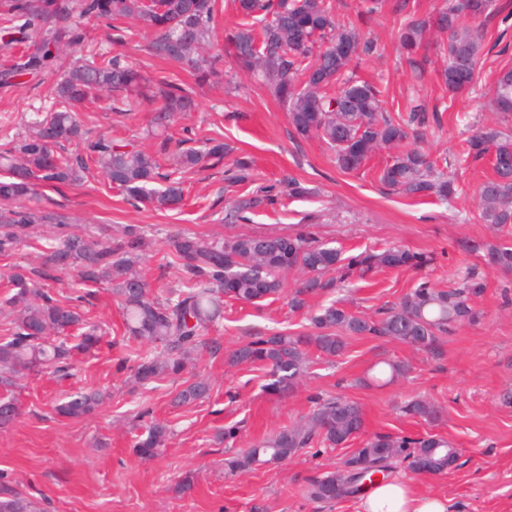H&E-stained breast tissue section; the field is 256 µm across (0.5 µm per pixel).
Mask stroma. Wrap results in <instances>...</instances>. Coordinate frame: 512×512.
I'll use <instances>...</instances> for the list:
<instances>
[{"instance_id": "stroma-1", "label": "stroma", "mask_w": 512, "mask_h": 512, "mask_svg": "<svg viewBox=\"0 0 512 512\" xmlns=\"http://www.w3.org/2000/svg\"><path fill=\"white\" fill-rule=\"evenodd\" d=\"M336 20L356 21L374 50L363 56L356 73L378 87L390 107L405 109L419 93L427 112L438 113L440 125L428 127L416 145L437 164L445 165L457 193L442 201L415 200L392 193L379 171L393 155L384 149L361 170L345 174L332 161L327 145L302 139L288 122L286 109L266 88L236 74L231 83L195 85L184 67L153 56L137 34L138 23L122 22L112 30L89 19V39L153 79L166 78L194 85L198 109L178 114L169 143L147 133L151 114L130 116L112 112L109 99L83 107L87 127L116 140L137 144L160 155L164 168L175 165L177 142L187 131L220 139L228 147L223 159L184 176L185 200L175 210H155L130 203L108 189L97 170L86 172L80 184L52 193L50 199H26L30 208L52 205L69 219L71 231L120 235L125 226L143 227L146 235L143 268L152 293L164 295L178 287L182 272L166 240L180 231L196 236L236 233H293L310 230L332 242L344 255L398 246L432 255V263L417 271L385 269L365 280L337 287L312 298L311 306L338 301L346 309L367 315L397 302L421 277L442 289L454 287L466 269H473L486 288L475 300L482 317L448 335L439 358L396 341L351 340L335 363L314 362L302 386L284 398L269 395L266 372L260 367H231L224 353L251 334L299 330L304 319L291 312L286 297L256 307L231 303L224 318L207 337L220 352L204 348L194 353L185 375L136 383L137 344L124 335L121 310L107 286L79 289L65 277L53 289L63 295L84 294L80 307L105 333L99 350L76 353L72 376L53 374L18 379L14 394L20 418L0 430V496L17 493L37 501L41 512H355L354 500L315 503L304 492L309 478L340 465L345 451L306 449L276 466L228 475L224 443L217 435L224 426L238 425L237 447L271 436L294 425L311 410L310 398L343 395L364 411L365 436L400 434L420 438L447 436L461 455L442 474L421 476L398 466L396 475L422 493H434L457 504L460 512H512V274L487 269L479 253L464 252L461 241L480 244L492 231L480 217L479 185L492 174L489 159L466 155V139L474 127L487 124L512 132V114L495 112L491 87L498 72L512 66V0H492L480 23L485 37L474 83L469 93L454 96L440 74L447 64V34L431 32L415 56H407L399 32L406 19L436 15L446 0H386L382 10L366 15L365 0H332ZM58 73L23 77L10 89L0 88V118L22 131L29 116L49 111ZM249 164L244 182L229 180L236 160ZM296 178L308 193L292 199L283 179ZM274 186V202L248 212L246 220L228 223L234 202L258 187ZM402 360L412 371L384 387L364 386L368 369L380 359ZM208 379V399L173 406L185 379ZM106 391L105 404L83 419L58 416L55 405L80 390ZM420 397L442 410L431 422L400 412L402 402ZM172 427L174 436L156 458L144 461L133 451L142 432L141 411ZM194 473L191 494L173 492L176 481Z\"/></svg>"}]
</instances>
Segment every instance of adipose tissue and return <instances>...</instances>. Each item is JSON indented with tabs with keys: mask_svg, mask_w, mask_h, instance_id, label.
<instances>
[{
	"mask_svg": "<svg viewBox=\"0 0 512 512\" xmlns=\"http://www.w3.org/2000/svg\"><path fill=\"white\" fill-rule=\"evenodd\" d=\"M356 512H457L451 499L417 492L400 478L369 487L360 495Z\"/></svg>",
	"mask_w": 512,
	"mask_h": 512,
	"instance_id": "ef3b65f1",
	"label": "adipose tissue"
}]
</instances>
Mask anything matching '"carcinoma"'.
<instances>
[{
  "mask_svg": "<svg viewBox=\"0 0 512 512\" xmlns=\"http://www.w3.org/2000/svg\"><path fill=\"white\" fill-rule=\"evenodd\" d=\"M218 0H4L0 31L11 36L21 54L0 66V87L18 84L21 77L62 70L55 87L56 108L37 116L29 131L20 135L8 124L0 125V254L9 255L19 244L29 242L43 254L38 276L74 270L86 286L108 285L124 312L125 331L150 352L140 356L134 378L145 382L183 372L194 352L207 344L205 333L224 317V300L258 305L288 294L295 312L307 308L308 298L325 293L337 281L353 275L363 278L383 269H421L431 258L399 247L365 250L344 257L342 252L318 240L310 231L295 234L240 233L199 238L175 233L168 238L170 251L184 273L181 288L164 298L151 297L150 285L140 271L143 233L136 226L125 228L118 238L99 239L80 234H62L64 216L47 208L31 210L20 205L38 188L60 190L83 180L94 166L111 188L130 200L156 209L173 210L182 205L184 181L173 173L190 172L213 157L222 158L224 143L203 139L206 148L188 147L177 157L174 172L162 171L158 155L121 144L108 137L89 135L79 115L88 99L112 97V111L133 112L139 102L129 93L146 87L150 79L118 55L98 53L88 43L87 33L75 17L119 20L135 18L149 51L164 60L187 66L198 81L226 77L223 58L207 56ZM239 22L224 30V51L236 68L269 88L288 110V120L297 135L318 138L334 153L344 173L360 170L377 150L399 145L417 127L425 124V109L412 101L407 115H390L381 91L367 81L353 78L360 56L371 50L361 41L352 23L336 22L330 0H234ZM490 0H448V6L428 19H409L400 40L411 52L425 40L431 28L446 31L448 63L441 79L448 92L463 94L471 77L457 61L478 62L481 32L468 23L485 14ZM85 51L87 58L63 68L64 51ZM495 101L504 112L512 111V67L497 74ZM152 126L165 130L178 112L198 108L193 91L165 80L149 96ZM75 144L68 152L65 145ZM468 155L493 157V176L479 187L481 219L494 232L512 225V135L485 127L467 141ZM379 180L390 190L408 196L446 199L454 185L435 172L433 163L417 149L394 157L382 168ZM259 194L236 201L230 216L260 206ZM467 251L482 250L491 269L512 273V246L493 239L478 248L463 243ZM303 276L298 287L285 291L288 272ZM0 309L10 319L0 330V428L12 425L20 415L14 396L16 380L37 376L53 368L66 369L75 350L97 348L102 330L89 321L74 298L59 299L37 286L23 270L4 277L0 284ZM483 291L481 278L469 272L457 288L444 290L423 280L396 303L379 312L378 318L356 314L332 302L310 316L311 329L297 333L256 334L227 354L230 366L254 365L266 370L265 390L286 396L301 385L313 356L333 361L342 356L348 339H390L417 351L441 355V344L458 325L474 322L479 312L473 298ZM72 335L78 343L67 344L53 336ZM370 383L384 386L404 375L409 367L383 360L372 367ZM201 379L184 382L175 404L199 401L210 393ZM94 389L77 392L57 407L67 418H83L104 403ZM314 408L301 422L224 459L229 473L276 465L317 446L344 448L364 425L361 405L347 397H313ZM407 415L425 420L438 417L437 406L417 399L403 406ZM171 432L159 423L144 427L134 448L150 460L167 447ZM458 459V450L447 438L429 434L422 438L377 434L355 449L341 468L307 480V497L317 503L356 497L374 483L371 474L386 477L396 464L405 462L417 474H442ZM0 512H37L34 501L21 495L0 500Z\"/></svg>",
  "mask_w": 512,
  "mask_h": 512,
  "instance_id": "carcinoma-1",
  "label": "carcinoma"
}]
</instances>
